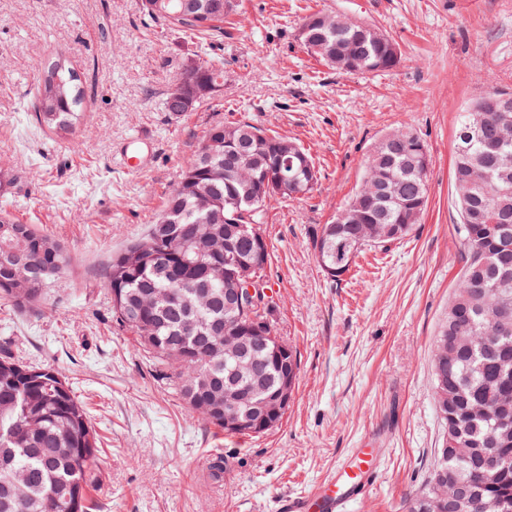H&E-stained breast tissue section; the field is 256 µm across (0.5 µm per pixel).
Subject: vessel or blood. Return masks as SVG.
Returning <instances> with one entry per match:
<instances>
[{"instance_id": "1", "label": "vessel or blood", "mask_w": 512, "mask_h": 512, "mask_svg": "<svg viewBox=\"0 0 512 512\" xmlns=\"http://www.w3.org/2000/svg\"><path fill=\"white\" fill-rule=\"evenodd\" d=\"M154 149L153 139L144 133L132 136L121 154L129 170L145 166ZM378 466L361 448L353 449L336 464L330 479L308 492L279 498L274 512H346L348 504L364 498L378 478Z\"/></svg>"}]
</instances>
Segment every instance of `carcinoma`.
<instances>
[{
  "label": "carcinoma",
  "instance_id": "carcinoma-1",
  "mask_svg": "<svg viewBox=\"0 0 512 512\" xmlns=\"http://www.w3.org/2000/svg\"><path fill=\"white\" fill-rule=\"evenodd\" d=\"M221 0H169L165 12H147L185 31L206 34L228 13ZM391 39L380 32L361 34L333 17L310 32L303 46L321 60L338 54L343 72H380L397 67ZM196 79L207 88L224 80V64L198 60ZM84 91L64 64H52L36 88L31 107L37 122L58 136L76 130ZM248 125L217 123L187 160L180 181L168 193L155 224L165 226L161 248L170 257L145 260L151 250L143 236L112 259L104 287L117 292L128 317L113 311L131 333L154 375L185 408H207L206 421L224 430V383L230 372L224 351L206 341L208 327L224 320V235L205 223L207 212L222 208L236 223L244 215L263 223L267 199L278 195L269 184L255 195L256 176L275 162L270 143L305 156L295 162L297 180L309 193L317 180L310 157L295 142L256 134ZM430 154L426 142L408 130L386 135L373 149L358 191L345 211L354 223L336 218L321 227L314 250L321 269L348 271L361 248L384 247L411 235L428 204ZM453 183L460 212L458 235L464 263L448 304L444 337L467 336L470 347L451 357L447 399L435 398L445 429L433 475L464 478L478 498L462 512H481V502L500 500L512 512V440L493 448L496 479L483 480L487 441L498 433L494 407L512 399V112H462L453 161ZM68 266L61 243L32 224L0 217V300L16 308H37L48 286ZM186 296V307L163 298ZM266 367L267 388L279 386L281 369L299 370L297 353ZM100 435L73 387L50 367L26 365L0 353V512H89L88 489L100 454Z\"/></svg>",
  "mask_w": 512,
  "mask_h": 512
}]
</instances>
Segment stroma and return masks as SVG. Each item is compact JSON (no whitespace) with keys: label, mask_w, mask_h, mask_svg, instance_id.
Returning <instances> with one entry per match:
<instances>
[{"label":"stroma","mask_w":512,"mask_h":512,"mask_svg":"<svg viewBox=\"0 0 512 512\" xmlns=\"http://www.w3.org/2000/svg\"><path fill=\"white\" fill-rule=\"evenodd\" d=\"M376 26L399 47L388 72L342 74L298 39L315 13ZM224 64L220 94L164 109L200 51ZM65 59L86 121L59 137L28 103ZM512 93V0H237L222 33L199 40L149 19L142 0H0V215L36 225L70 264L39 313L0 302V347L73 386L99 432L93 512H269L325 480L350 449L380 467L351 512H408L444 437L432 347L462 267L451 164L460 112L490 88ZM246 122L297 142L312 191L271 199L261 226L277 336L299 374L283 419L263 434L215 431L157 381L113 318L103 286L113 254L144 233L215 123ZM409 130L429 147V202L416 230L364 247L339 280L313 240L358 190L367 155ZM144 132L149 167L114 148Z\"/></svg>","instance_id":"obj_1"}]
</instances>
